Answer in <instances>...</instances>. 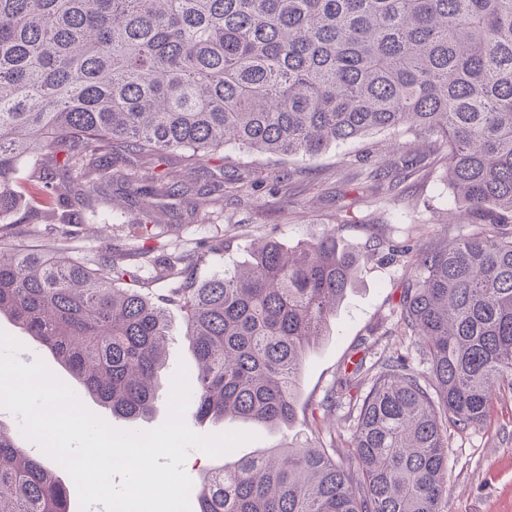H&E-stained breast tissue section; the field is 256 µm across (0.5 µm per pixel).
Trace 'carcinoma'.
<instances>
[{"label": "carcinoma", "mask_w": 512, "mask_h": 512, "mask_svg": "<svg viewBox=\"0 0 512 512\" xmlns=\"http://www.w3.org/2000/svg\"><path fill=\"white\" fill-rule=\"evenodd\" d=\"M393 131L448 163L470 235L401 250L412 275L398 323L430 376L402 355L361 359L317 409L355 391L347 458L287 444L209 468L198 512H440L448 429L481 424L512 388V0H0V314L49 351L84 397L135 425L154 410L169 309L196 358L201 419L286 426L304 360L363 256L331 231L294 247L257 244L243 265L197 281L195 252L170 253L162 298L130 288L107 247L78 261L11 241L18 166L71 225L112 183V145L197 168L233 144L314 158ZM183 195L173 171L142 179ZM0 423V512H69L68 487Z\"/></svg>", "instance_id": "obj_1"}]
</instances>
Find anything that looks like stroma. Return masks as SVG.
I'll return each instance as SVG.
<instances>
[{
  "instance_id": "stroma-1",
  "label": "stroma",
  "mask_w": 512,
  "mask_h": 512,
  "mask_svg": "<svg viewBox=\"0 0 512 512\" xmlns=\"http://www.w3.org/2000/svg\"><path fill=\"white\" fill-rule=\"evenodd\" d=\"M395 136L379 132L363 139L331 146L312 159H280L250 155L237 147L224 149L223 169H206L184 176V195L162 193L128 197L124 178L134 171L176 168L177 159L157 164L115 151L112 184L106 192L113 207L98 206L94 216L79 225L67 246L72 256L96 254L113 246L135 274V287L161 294L165 283L153 279L149 260L173 247L205 252L195 275L205 279L225 264L245 261L254 243L275 239L288 245L335 231L339 241L363 253L383 241L385 247L362 263L358 278L341 301L328 336L306 359L299 390L296 422L289 427L262 428L235 419L218 423L196 420L186 409L187 426L202 436L244 432L248 441L235 449L250 456L286 442L309 438L346 450L353 419L348 407L336 408L313 421L312 408L338 385L353 362H374L397 352L408 356L421 373L429 366L412 336L397 329L401 291L410 275L404 258H390V250L416 242H444L474 232L459 223L457 205L448 187L447 169L437 156L426 153L412 167H397L391 181L373 183L365 174L392 158ZM210 189L206 210H196L199 189ZM140 221L156 227L147 241L126 237L124 226ZM224 242L225 251L208 247ZM194 355L181 334H174L166 368L159 374L153 413L139 426L148 431L168 416V381L178 366L192 367ZM442 512H512V390L498 392L482 425L448 433V493Z\"/></svg>"
}]
</instances>
